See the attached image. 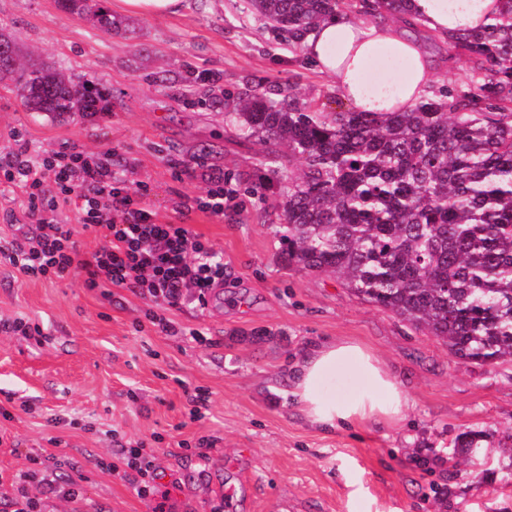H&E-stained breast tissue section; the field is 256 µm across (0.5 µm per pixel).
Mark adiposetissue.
I'll use <instances>...</instances> for the list:
<instances>
[{
	"instance_id": "1",
	"label": "adipose tissue",
	"mask_w": 512,
	"mask_h": 512,
	"mask_svg": "<svg viewBox=\"0 0 512 512\" xmlns=\"http://www.w3.org/2000/svg\"><path fill=\"white\" fill-rule=\"evenodd\" d=\"M508 7L506 0H408L403 19L334 17L307 37L304 53L361 112L405 111L427 97L434 82L420 42L406 35L414 22L441 38L471 32ZM353 365L368 384L347 399L325 397L322 386L336 369ZM290 395L295 408L321 431L380 426L403 419L409 399L389 369L362 345L338 341L309 347L296 362Z\"/></svg>"
}]
</instances>
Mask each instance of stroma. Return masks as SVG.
<instances>
[{
	"instance_id": "1",
	"label": "stroma",
	"mask_w": 512,
	"mask_h": 512,
	"mask_svg": "<svg viewBox=\"0 0 512 512\" xmlns=\"http://www.w3.org/2000/svg\"><path fill=\"white\" fill-rule=\"evenodd\" d=\"M106 33L57 0H0V33L18 62L38 61L97 86L107 111L50 117L27 110L0 82V157L22 130L32 160L71 145L109 157L160 224H187L224 260V286L203 304L163 307L174 330L145 321L147 299L84 286V276L30 280L0 265V320L23 319L42 339L0 332V512L21 492L40 512H512V363L476 365L427 331L376 307L334 277L288 265L277 235L287 174L261 185L263 147L225 121L210 90H292L333 104L334 85L287 34L247 0H183L173 14L127 15ZM421 40L435 84L464 78L466 56ZM228 181L233 205L216 217L184 201ZM353 340L371 349L407 390L399 424L326 436L291 407L288 367L307 345ZM208 409L192 418L191 395ZM477 431L473 462L452 467L459 434ZM155 455L164 501L137 492L139 475L97 465L117 443ZM59 463L49 485L26 481L33 457Z\"/></svg>"
}]
</instances>
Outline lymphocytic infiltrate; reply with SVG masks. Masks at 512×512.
<instances>
[{
    "label": "lymphocytic infiltrate",
    "mask_w": 512,
    "mask_h": 512,
    "mask_svg": "<svg viewBox=\"0 0 512 512\" xmlns=\"http://www.w3.org/2000/svg\"><path fill=\"white\" fill-rule=\"evenodd\" d=\"M16 148L0 158V184L24 190L26 223L32 237L0 239V263L25 277L61 278L84 273L87 288H127L153 302L146 318L161 331L171 324L158 305L177 307L204 302L224 279V261L185 224H159L144 200L116 176L110 161L89 162L70 148L32 161L22 133L13 132ZM70 207L99 247L82 257L69 225L48 220V213Z\"/></svg>",
    "instance_id": "f902f5d3"
}]
</instances>
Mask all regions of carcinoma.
Here are the masks:
<instances>
[{
  "label": "carcinoma",
  "mask_w": 512,
  "mask_h": 512,
  "mask_svg": "<svg viewBox=\"0 0 512 512\" xmlns=\"http://www.w3.org/2000/svg\"><path fill=\"white\" fill-rule=\"evenodd\" d=\"M408 0H249L266 24L297 43L323 21L372 7L398 17ZM59 7L106 33L122 29L91 0ZM473 61L406 112L315 109L288 94L232 97L236 129L265 146L264 179L298 161L280 201L288 262L330 273L362 300L440 338L478 365L512 361V6L479 31L448 40ZM10 75L30 111L61 116L107 110L105 94L64 72L17 67Z\"/></svg>",
  "instance_id": "1"
}]
</instances>
